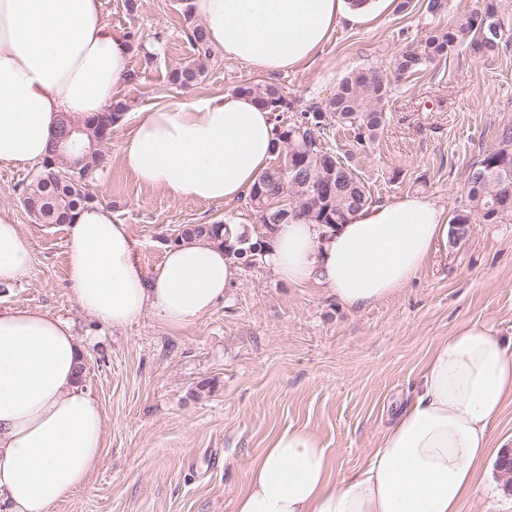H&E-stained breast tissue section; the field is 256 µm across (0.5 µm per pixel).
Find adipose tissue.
<instances>
[{"label": "adipose tissue", "instance_id": "obj_1", "mask_svg": "<svg viewBox=\"0 0 512 512\" xmlns=\"http://www.w3.org/2000/svg\"><path fill=\"white\" fill-rule=\"evenodd\" d=\"M391 0H190L211 44L265 73L309 63L341 21L361 23ZM103 0H0V165L42 160L61 116L104 111L127 78L124 39ZM269 110L227 92L138 112L123 161L171 199L232 202L268 169ZM68 280L84 315L123 328L156 311L178 330L223 302L239 266L216 242L185 241L144 272L127 225L103 205L68 224ZM448 239L441 208L407 196L365 208L329 230L277 225L266 255L291 283L317 280L350 307L407 286ZM33 254L0 210V284L30 273ZM83 346L71 323L40 309H0V512H53L88 486L105 413L79 384ZM512 402V337L465 323L426 360L413 400L355 473L331 475L326 448L304 428L273 438L255 460L233 512H460L496 453L492 430Z\"/></svg>", "mask_w": 512, "mask_h": 512}]
</instances>
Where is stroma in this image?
<instances>
[{
    "instance_id": "1",
    "label": "stroma",
    "mask_w": 512,
    "mask_h": 512,
    "mask_svg": "<svg viewBox=\"0 0 512 512\" xmlns=\"http://www.w3.org/2000/svg\"><path fill=\"white\" fill-rule=\"evenodd\" d=\"M388 7L361 23L341 22L307 66L264 74L213 49L189 88L169 74L195 60L185 31L186 0H103L106 21L133 34L128 76L117 92L130 104L103 147L104 167L89 191L135 242L151 271L178 230L230 221L255 225L245 200L170 199L126 168L122 148L138 112L156 102L218 96L240 85L274 84L296 109L325 102L348 71L388 70L396 52L433 26L460 22L478 0H448L429 17L423 0ZM379 137L354 163L370 205L409 195L445 215L467 202L471 166L512 127V39L476 54L464 49L394 82ZM37 166L0 165V209L12 212L33 252L30 273L0 285V308H38L71 319L84 335L82 384L105 412V445L88 487L56 512H232L250 467L279 433L306 428L327 449L333 476L350 475L383 428L412 399L435 344L463 322L512 334V222L473 225L466 240L439 248L393 296L351 308L318 281L292 284L267 265L241 270L223 304L173 331L155 311L131 325L87 335L90 323L67 286L64 225L34 223L17 192ZM461 512H512L495 465Z\"/></svg>"
}]
</instances>
